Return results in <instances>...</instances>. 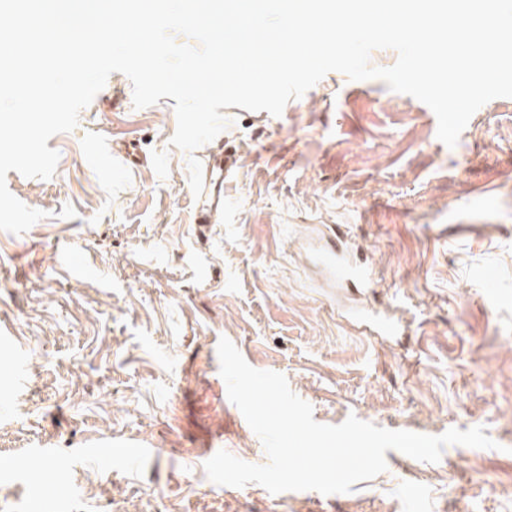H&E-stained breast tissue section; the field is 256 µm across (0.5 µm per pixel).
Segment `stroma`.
<instances>
[{
	"instance_id": "obj_1",
	"label": "stroma",
	"mask_w": 512,
	"mask_h": 512,
	"mask_svg": "<svg viewBox=\"0 0 512 512\" xmlns=\"http://www.w3.org/2000/svg\"><path fill=\"white\" fill-rule=\"evenodd\" d=\"M223 114L240 154L220 224L196 222L173 99L134 108L119 72L48 140L52 178L8 172L46 216L0 230V512H512V98L452 148L428 106L339 72L281 116ZM339 224L336 262L371 265V292L318 259ZM369 307L405 335L354 331ZM223 337L319 423L481 425L497 446L389 450L329 496L217 485L218 451L268 461L228 398Z\"/></svg>"
}]
</instances>
